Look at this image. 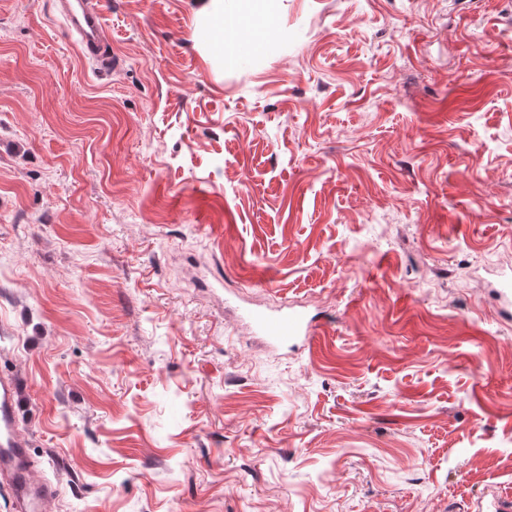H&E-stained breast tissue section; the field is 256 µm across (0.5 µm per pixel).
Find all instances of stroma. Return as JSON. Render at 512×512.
Returning a JSON list of instances; mask_svg holds the SVG:
<instances>
[{"label":"stroma","mask_w":512,"mask_h":512,"mask_svg":"<svg viewBox=\"0 0 512 512\" xmlns=\"http://www.w3.org/2000/svg\"><path fill=\"white\" fill-rule=\"evenodd\" d=\"M0 0V370L46 512H475L512 495V0ZM317 316L272 345L252 311ZM67 29L77 36L84 59L98 71L116 70L121 62L108 48L106 23L98 0H60ZM197 19L208 31L209 37L224 62L226 58H234L241 54L260 51L268 46L281 31L275 20L273 11L274 0H238V22L226 30V36L233 45L231 53L225 51L224 28L228 18L225 15L224 0H195ZM265 29L262 37H256L255 27Z\"/></svg>","instance_id":"obj_1"}]
</instances>
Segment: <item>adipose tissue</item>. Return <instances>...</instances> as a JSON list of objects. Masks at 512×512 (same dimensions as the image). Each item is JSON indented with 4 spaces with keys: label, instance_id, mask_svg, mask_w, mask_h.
Masks as SVG:
<instances>
[{
    "label": "adipose tissue",
    "instance_id": "ef3b65f1",
    "mask_svg": "<svg viewBox=\"0 0 512 512\" xmlns=\"http://www.w3.org/2000/svg\"><path fill=\"white\" fill-rule=\"evenodd\" d=\"M195 14L217 49H231L233 56L270 46L281 32L275 20L273 0H238L236 24H229L224 0H196Z\"/></svg>",
    "mask_w": 512,
    "mask_h": 512
}]
</instances>
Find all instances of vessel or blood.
<instances>
[{
    "mask_svg": "<svg viewBox=\"0 0 512 512\" xmlns=\"http://www.w3.org/2000/svg\"><path fill=\"white\" fill-rule=\"evenodd\" d=\"M67 29L78 38L84 59L96 70L117 69L119 59L108 48L106 23L99 0H60ZM259 332L282 345L313 337L316 326L300 312L270 315L251 313ZM19 383L15 374L0 373V480L11 491L15 512H44L56 486L37 469L26 439L17 426Z\"/></svg>",
    "mask_w": 512,
    "mask_h": 512,
    "instance_id": "1",
    "label": "vessel or blood"
}]
</instances>
